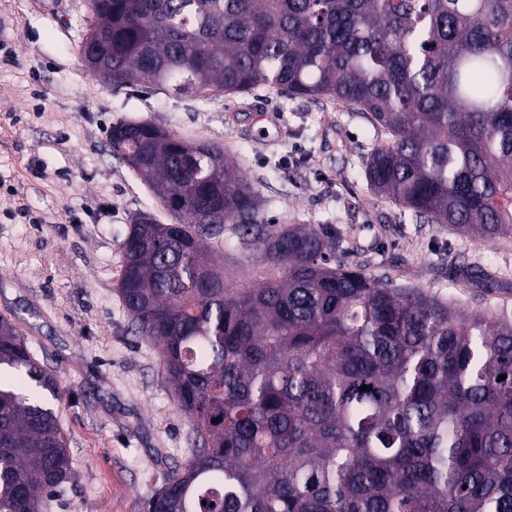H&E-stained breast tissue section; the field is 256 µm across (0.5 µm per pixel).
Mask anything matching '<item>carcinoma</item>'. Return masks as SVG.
I'll return each mask as SVG.
<instances>
[{
  "label": "carcinoma",
  "mask_w": 512,
  "mask_h": 512,
  "mask_svg": "<svg viewBox=\"0 0 512 512\" xmlns=\"http://www.w3.org/2000/svg\"><path fill=\"white\" fill-rule=\"evenodd\" d=\"M93 2L112 88L336 100L390 135L364 163L378 196L512 233V0ZM110 142L178 218H133L117 291L201 439L144 512H512V316L349 267L333 228L275 226L218 145L147 122ZM216 207L265 280L224 279ZM47 395L58 377L0 315V512L72 477Z\"/></svg>",
  "instance_id": "1"
}]
</instances>
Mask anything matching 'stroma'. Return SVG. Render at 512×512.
I'll return each mask as SVG.
<instances>
[{
    "instance_id": "35a3bbf8",
    "label": "stroma",
    "mask_w": 512,
    "mask_h": 512,
    "mask_svg": "<svg viewBox=\"0 0 512 512\" xmlns=\"http://www.w3.org/2000/svg\"><path fill=\"white\" fill-rule=\"evenodd\" d=\"M89 23L87 0H0V315L61 382L74 473L43 512H143L198 445L117 293L133 218H174L113 154L116 123L222 146L279 225H336L347 265L460 312L512 314V237L481 240L376 196L364 162L389 136L365 114L268 87L203 102L114 89L80 54ZM215 257L230 283L262 275L232 234Z\"/></svg>"
}]
</instances>
